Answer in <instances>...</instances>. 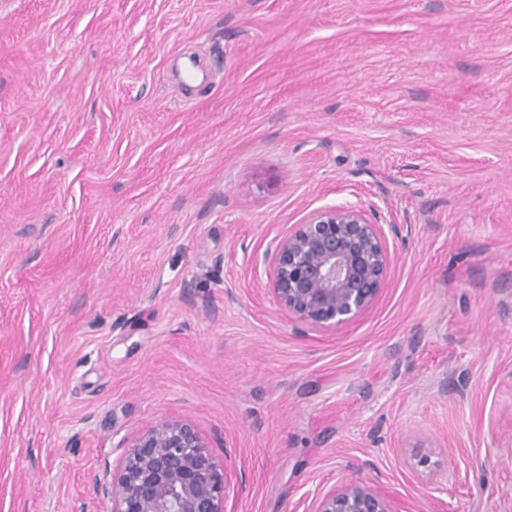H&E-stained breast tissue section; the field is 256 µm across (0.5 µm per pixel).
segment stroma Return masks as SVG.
Returning a JSON list of instances; mask_svg holds the SVG:
<instances>
[{
    "label": "stroma",
    "mask_w": 512,
    "mask_h": 512,
    "mask_svg": "<svg viewBox=\"0 0 512 512\" xmlns=\"http://www.w3.org/2000/svg\"><path fill=\"white\" fill-rule=\"evenodd\" d=\"M333 205L390 264L321 328L264 271ZM167 419L227 512H512V0H0V512ZM315 503L314 512H399L389 496L358 480L319 493Z\"/></svg>",
    "instance_id": "obj_1"
}]
</instances>
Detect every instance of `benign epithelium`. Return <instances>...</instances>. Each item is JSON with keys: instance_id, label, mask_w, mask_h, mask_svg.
<instances>
[{"instance_id": "1", "label": "benign epithelium", "mask_w": 512, "mask_h": 512, "mask_svg": "<svg viewBox=\"0 0 512 512\" xmlns=\"http://www.w3.org/2000/svg\"><path fill=\"white\" fill-rule=\"evenodd\" d=\"M266 272L279 306L319 327L345 324L375 302L389 268L381 225L354 206L323 207L273 240ZM225 465L196 428L163 420L141 433L112 473V512H226ZM314 512H399L392 499L352 480L316 496Z\"/></svg>"}]
</instances>
